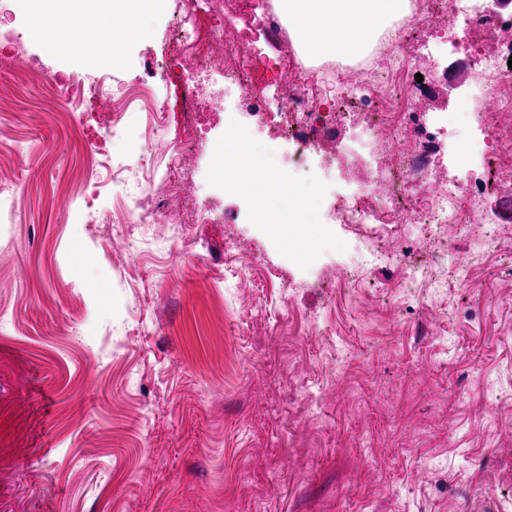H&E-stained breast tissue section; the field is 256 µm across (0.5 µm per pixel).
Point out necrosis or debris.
Returning a JSON list of instances; mask_svg holds the SVG:
<instances>
[{
	"label": "necrosis or debris",
	"mask_w": 512,
	"mask_h": 512,
	"mask_svg": "<svg viewBox=\"0 0 512 512\" xmlns=\"http://www.w3.org/2000/svg\"><path fill=\"white\" fill-rule=\"evenodd\" d=\"M254 0H182L169 31V48L159 66L161 77L180 76L183 130L195 146L196 104L203 93L196 74L222 70L224 83L237 90L244 109L229 115L233 137H250L254 128L282 119L287 158L273 167L270 194L281 185L324 192L330 178L352 184L336 197L330 224H379L393 217L402 237L421 242L446 231L465 237L473 253L512 234L482 207L491 194L512 199V11L497 0H410L403 23L380 37L365 59L336 66L345 91L325 98L301 85L306 64L294 48L278 54L282 79L273 92H256L251 43L241 21L264 33L282 29L273 6L255 13ZM453 16L473 33L454 65L468 74L462 100L463 132L451 149L447 172L432 166L441 129L429 120L431 92L439 74L421 66L415 54L419 32L436 18ZM359 124L357 142L342 134ZM363 270L386 264L400 267L405 286L421 276L418 265L389 251L381 237L367 238L358 256Z\"/></svg>",
	"instance_id": "necrosis-or-debris-1"
}]
</instances>
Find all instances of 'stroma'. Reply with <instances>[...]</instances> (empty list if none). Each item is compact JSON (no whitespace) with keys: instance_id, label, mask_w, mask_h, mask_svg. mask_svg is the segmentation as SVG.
<instances>
[{"instance_id":"obj_1","label":"stroma","mask_w":512,"mask_h":512,"mask_svg":"<svg viewBox=\"0 0 512 512\" xmlns=\"http://www.w3.org/2000/svg\"><path fill=\"white\" fill-rule=\"evenodd\" d=\"M180 7L109 67L98 151L45 82L87 69L79 53L30 43L42 77L0 72V512H512V236L477 256L391 224H258L203 158L190 185L224 223H113L175 197L181 99L157 70ZM469 39L426 29L420 57L444 70ZM201 82L223 141L224 79ZM369 232L425 286L394 265L350 286ZM441 253L470 287L434 295Z\"/></svg>"}]
</instances>
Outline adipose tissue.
Wrapping results in <instances>:
<instances>
[{
  "instance_id": "ef3b65f1",
  "label": "adipose tissue",
  "mask_w": 512,
  "mask_h": 512,
  "mask_svg": "<svg viewBox=\"0 0 512 512\" xmlns=\"http://www.w3.org/2000/svg\"><path fill=\"white\" fill-rule=\"evenodd\" d=\"M28 20L30 40L68 51L79 42L86 18L111 34L109 62H118L124 45L143 35L141 19L157 11L162 0H13ZM291 34L311 61L350 60L362 56L377 34L403 16L408 0H277Z\"/></svg>"
}]
</instances>
